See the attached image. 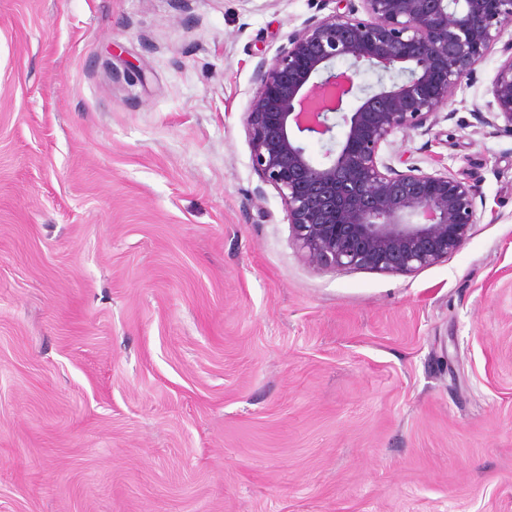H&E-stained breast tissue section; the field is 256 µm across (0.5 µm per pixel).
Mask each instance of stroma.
<instances>
[{
	"label": "stroma",
	"mask_w": 512,
	"mask_h": 512,
	"mask_svg": "<svg viewBox=\"0 0 512 512\" xmlns=\"http://www.w3.org/2000/svg\"><path fill=\"white\" fill-rule=\"evenodd\" d=\"M335 0H0V512H512V132L491 53L397 170L479 222L317 271L256 67Z\"/></svg>",
	"instance_id": "obj_1"
}]
</instances>
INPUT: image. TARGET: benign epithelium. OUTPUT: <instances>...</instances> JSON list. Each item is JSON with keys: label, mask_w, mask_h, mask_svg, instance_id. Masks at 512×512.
I'll return each instance as SVG.
<instances>
[{"label": "benign epithelium", "mask_w": 512, "mask_h": 512, "mask_svg": "<svg viewBox=\"0 0 512 512\" xmlns=\"http://www.w3.org/2000/svg\"><path fill=\"white\" fill-rule=\"evenodd\" d=\"M360 3L306 23L258 65L244 126L252 167L280 195L309 267L410 274L468 239L476 194L446 170L399 171L381 149L434 123L452 90L495 51L501 61L482 122L512 131V0ZM338 60L347 67L336 68ZM364 66L377 75L370 90L358 83ZM350 97L359 100L351 110ZM309 139L327 142L322 161L308 153Z\"/></svg>", "instance_id": "1"}]
</instances>
